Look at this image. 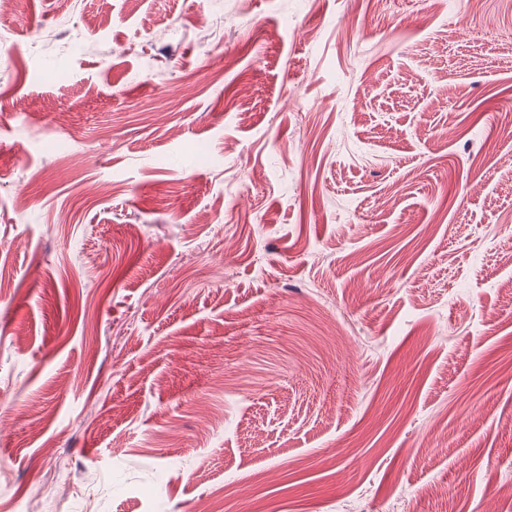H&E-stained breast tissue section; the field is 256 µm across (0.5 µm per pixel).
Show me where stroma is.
<instances>
[{
	"mask_svg": "<svg viewBox=\"0 0 512 512\" xmlns=\"http://www.w3.org/2000/svg\"><path fill=\"white\" fill-rule=\"evenodd\" d=\"M509 227L512 0H14L0 512H512Z\"/></svg>",
	"mask_w": 512,
	"mask_h": 512,
	"instance_id": "stroma-1",
	"label": "stroma"
}]
</instances>
